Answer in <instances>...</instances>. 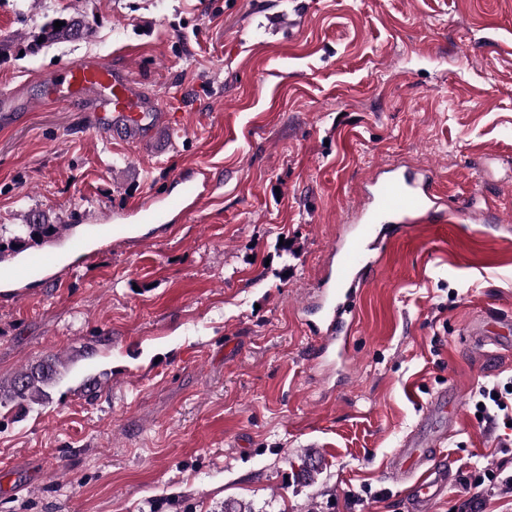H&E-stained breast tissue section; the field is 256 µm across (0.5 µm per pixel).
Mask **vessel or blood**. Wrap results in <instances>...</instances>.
Wrapping results in <instances>:
<instances>
[{
	"label": "vessel or blood",
	"instance_id": "1",
	"mask_svg": "<svg viewBox=\"0 0 512 512\" xmlns=\"http://www.w3.org/2000/svg\"><path fill=\"white\" fill-rule=\"evenodd\" d=\"M42 85L38 97L1 93L0 125L10 126L18 113L58 102L81 108L96 131L145 149L178 122V105L148 91L128 67L96 57L65 64L46 75ZM207 193L197 176L178 174L166 196L123 208L117 222L99 225L98 231L117 248L142 242V229L181 221L196 211ZM443 202L432 171L414 173L395 165L373 179L363 194L357 225L339 234L330 249L324 283L308 291L307 302L319 313L309 325L315 370L329 377L337 364L348 361L351 336L361 320L359 301L381 267L382 254L408 236L412 225L438 222ZM59 265L54 254H29L0 273V287L17 292L31 277L55 275ZM445 441V431L418 429L390 459L395 480L408 485L409 512H434L443 497L448 487V468L441 457Z\"/></svg>",
	"mask_w": 512,
	"mask_h": 512
}]
</instances>
